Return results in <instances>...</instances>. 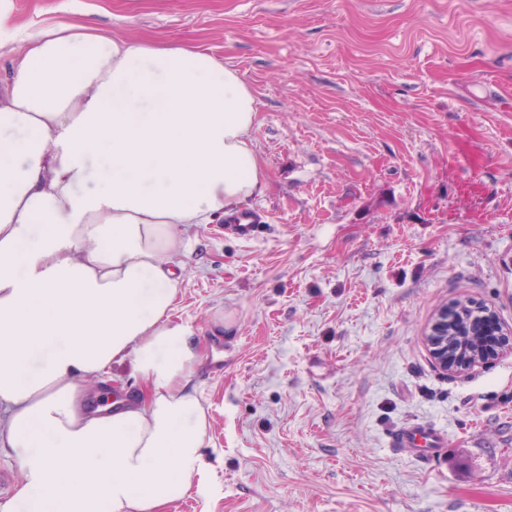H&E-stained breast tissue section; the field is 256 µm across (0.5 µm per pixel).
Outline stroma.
<instances>
[{"mask_svg":"<svg viewBox=\"0 0 512 512\" xmlns=\"http://www.w3.org/2000/svg\"><path fill=\"white\" fill-rule=\"evenodd\" d=\"M13 4L200 48L256 98L266 230L188 228L172 319L224 368L193 378L206 468L163 512H512V352L448 374L425 342L461 301L512 331V0ZM407 423L445 451L393 452Z\"/></svg>","mask_w":512,"mask_h":512,"instance_id":"1","label":"stroma"}]
</instances>
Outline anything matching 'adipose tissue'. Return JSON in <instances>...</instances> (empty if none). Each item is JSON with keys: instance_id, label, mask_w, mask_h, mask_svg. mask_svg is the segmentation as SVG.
Segmentation results:
<instances>
[{"instance_id": "ef3b65f1", "label": "adipose tissue", "mask_w": 512, "mask_h": 512, "mask_svg": "<svg viewBox=\"0 0 512 512\" xmlns=\"http://www.w3.org/2000/svg\"><path fill=\"white\" fill-rule=\"evenodd\" d=\"M0 91V512H161L200 477L209 421L189 325L173 322L192 224L265 175L256 99L180 45L84 25L24 37ZM127 362L141 389L91 407Z\"/></svg>"}]
</instances>
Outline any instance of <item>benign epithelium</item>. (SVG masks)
Instances as JSON below:
<instances>
[{
	"instance_id": "1",
	"label": "benign epithelium",
	"mask_w": 512,
	"mask_h": 512,
	"mask_svg": "<svg viewBox=\"0 0 512 512\" xmlns=\"http://www.w3.org/2000/svg\"><path fill=\"white\" fill-rule=\"evenodd\" d=\"M458 311L459 308L457 307L451 311L442 310L426 334L427 344L436 364L449 373L466 371L489 358L490 353L484 349L475 354L472 353L470 345L464 341V337H471L478 346L482 347L484 330L488 327H496L495 316L490 310L482 311V315L487 318V321L482 325H477L470 319L459 320ZM450 325L456 327L455 335L460 340L456 351L448 345V326Z\"/></svg>"
}]
</instances>
